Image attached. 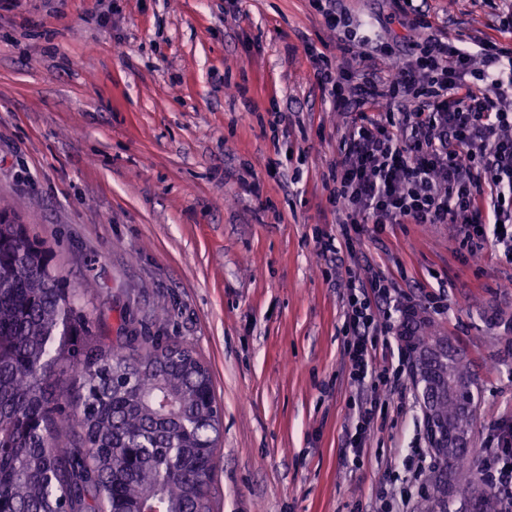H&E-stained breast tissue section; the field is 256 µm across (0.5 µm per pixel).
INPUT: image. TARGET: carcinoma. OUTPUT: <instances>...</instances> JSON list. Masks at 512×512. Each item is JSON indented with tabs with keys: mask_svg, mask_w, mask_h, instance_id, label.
<instances>
[{
	"mask_svg": "<svg viewBox=\"0 0 512 512\" xmlns=\"http://www.w3.org/2000/svg\"><path fill=\"white\" fill-rule=\"evenodd\" d=\"M49 246L0 207V512H213L219 408L189 343L128 333L91 339L86 306L56 274ZM425 411L471 440L474 377L456 340L418 319L406 346ZM66 382L71 411L52 386ZM423 512H512L470 459L436 448ZM456 476L448 496V473Z\"/></svg>",
	"mask_w": 512,
	"mask_h": 512,
	"instance_id": "obj_1",
	"label": "carcinoma"
}]
</instances>
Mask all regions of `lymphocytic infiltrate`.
I'll list each match as a JSON object with an SVG mask.
<instances>
[{"instance_id": "lymphocytic-infiltrate-1", "label": "lymphocytic infiltrate", "mask_w": 512, "mask_h": 512, "mask_svg": "<svg viewBox=\"0 0 512 512\" xmlns=\"http://www.w3.org/2000/svg\"><path fill=\"white\" fill-rule=\"evenodd\" d=\"M309 2L340 34L335 55L310 43L304 50L323 100L350 119L329 173L330 202L345 215L344 244L352 245L368 227L448 224L469 253L491 243L512 264V102L506 97L512 91V42L467 43L439 31L428 0H390L392 19L416 32L405 53L369 29L351 28L337 0ZM369 45L376 55L399 60L392 76H379L373 67L355 77L341 69V61L362 57ZM380 100L386 111H375ZM335 240L319 238L317 251L345 275L350 384L359 392L393 393L404 358L389 340L391 317L413 314V305L382 273L361 276ZM376 418V400L354 403L340 450L343 462L361 464ZM495 438L488 480L512 498V421L501 420ZM426 461L423 449L406 454L407 483L377 494L383 512H406L408 483Z\"/></svg>"}]
</instances>
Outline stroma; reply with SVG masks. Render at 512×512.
<instances>
[{
    "label": "stroma",
    "instance_id": "35a3bbf8",
    "mask_svg": "<svg viewBox=\"0 0 512 512\" xmlns=\"http://www.w3.org/2000/svg\"><path fill=\"white\" fill-rule=\"evenodd\" d=\"M448 35L495 37L483 0H429ZM354 24L408 35L388 0H342ZM308 0H0V203L92 286L94 332L131 308L144 336L191 344L221 407L214 512H374L375 489L427 447L410 374L378 405L363 465L339 458L351 388L344 281L325 176L348 120L305 43L335 49ZM283 119L271 129L272 107ZM356 262L464 348L471 448L512 420V264L448 224H390Z\"/></svg>",
    "mask_w": 512,
    "mask_h": 512
}]
</instances>
